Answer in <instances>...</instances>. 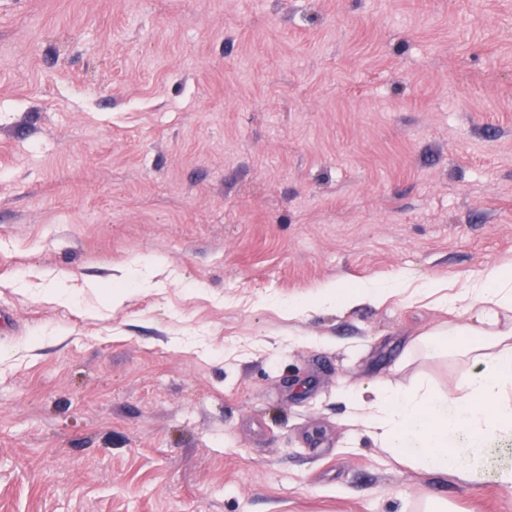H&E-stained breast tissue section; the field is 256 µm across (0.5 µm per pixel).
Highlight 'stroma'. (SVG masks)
<instances>
[{
	"mask_svg": "<svg viewBox=\"0 0 512 512\" xmlns=\"http://www.w3.org/2000/svg\"><path fill=\"white\" fill-rule=\"evenodd\" d=\"M493 267L512 0H0V512H512L347 420ZM383 296V291L380 289L373 290H351L348 291L343 289V287L336 283L328 284L322 290L320 296V304L322 305H341L348 304L354 305L363 300L364 297H369L372 299L381 298Z\"/></svg>",
	"mask_w": 512,
	"mask_h": 512,
	"instance_id": "obj_1",
	"label": "stroma"
}]
</instances>
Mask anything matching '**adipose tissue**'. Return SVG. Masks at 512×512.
<instances>
[{
  "instance_id": "ef3b65f1",
  "label": "adipose tissue",
  "mask_w": 512,
  "mask_h": 512,
  "mask_svg": "<svg viewBox=\"0 0 512 512\" xmlns=\"http://www.w3.org/2000/svg\"><path fill=\"white\" fill-rule=\"evenodd\" d=\"M451 312L472 316V324L420 334L407 355L469 362L454 389L380 384L375 401L353 404L350 418L420 469L477 485L483 459L512 437V273L492 268L452 299Z\"/></svg>"
}]
</instances>
